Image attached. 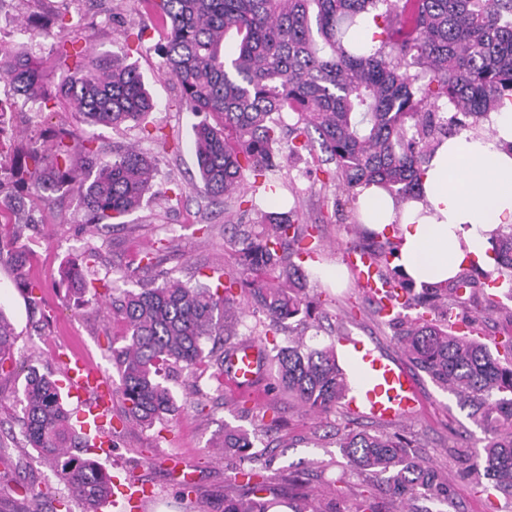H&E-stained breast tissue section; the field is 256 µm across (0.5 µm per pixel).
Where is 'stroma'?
Masks as SVG:
<instances>
[{
	"label": "stroma",
	"instance_id": "obj_1",
	"mask_svg": "<svg viewBox=\"0 0 512 512\" xmlns=\"http://www.w3.org/2000/svg\"><path fill=\"white\" fill-rule=\"evenodd\" d=\"M65 14V31L48 28L45 38L32 40L27 24L34 18ZM142 30L141 43L127 41L130 29ZM90 45L97 56L126 57L144 76L157 106L144 127L130 124L117 129L78 123L63 108L41 109L30 101L34 123H16L13 140L23 152L32 140H47L63 126L105 148L139 144L159 160V171L151 195L141 208L127 215L123 224L102 228L89 224L78 195L70 190L56 194L50 205L34 203L35 223L24 231L23 242L30 255L31 274L44 299L43 316H34L26 299L12 281L8 260L0 261V312L17 334L14 363L23 367L36 361L55 378H62V353L75 348L106 375L115 376L110 359L112 343L121 342L124 327L118 317L105 314L100 302L69 288L63 270L84 257L88 247L100 249L87 279L111 283L124 276V288L161 282L171 276L188 284L205 277L232 274L236 269L233 230L224 222L223 205L201 201L194 182L196 158L192 148L194 117L175 100L169 78L162 69L157 50L159 36L139 0H11L0 11V42L35 57H48L60 37ZM160 128L166 145L145 141L143 128ZM178 152H171V145ZM319 148L301 150L282 157L269 177L278 183L276 193L253 187L248 191L266 211L296 210L301 223L318 225L319 244L313 256H300L309 285V296L318 301L324 319L321 328H307L308 344L324 346L336 342V326L344 324L350 338L364 341L391 358L402 353L393 330L372 314L373 302L356 288L324 282L317 267L342 263L348 242L355 240L352 228L357 204L338 201L334 183L318 181L314 172L321 165ZM150 249L158 250L159 264L150 270L138 263ZM176 400L177 410L153 427L126 421L122 399L112 403L111 455L97 458L111 476L136 477L152 483L156 497L144 512H216L225 495L235 493L233 476L237 458L226 456L219 442L225 425L249 430L253 454L266 462L267 474L278 492L306 496L347 506L356 500L378 503L381 512H394V504L373 482L355 475L340 481L343 457L336 446V430L365 425L377 429L378 421L350 412L347 407L319 416L306 414L299 405L269 381L245 391L231 385L216 388L208 378H196L179 367L164 372ZM419 392L418 412L412 418L389 423L388 431L411 440L423 464L446 473L450 496L447 502H424L425 512H512V500L490 501L480 484L484 477L471 460L448 450L455 434L479 438L481 431L466 416L454 395L437 387L422 371L411 370ZM22 383L18 376H0V512H32L24 492L32 485L48 493L51 501L67 500L71 512H82L72 500L54 469L37 451L28 448L15 423L19 407L15 394ZM166 454L186 459L194 474L196 490L191 501H180L179 475L162 463ZM24 460L22 471L13 468Z\"/></svg>",
	"mask_w": 512,
	"mask_h": 512
}]
</instances>
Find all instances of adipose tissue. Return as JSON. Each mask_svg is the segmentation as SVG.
<instances>
[{"instance_id":"ef3b65f1","label":"adipose tissue","mask_w":512,"mask_h":512,"mask_svg":"<svg viewBox=\"0 0 512 512\" xmlns=\"http://www.w3.org/2000/svg\"><path fill=\"white\" fill-rule=\"evenodd\" d=\"M488 123L496 138L466 133L437 149L421 177L424 201L398 204L376 186L358 197L363 224L397 232V263L415 285L489 262L490 231L512 223V106L490 113Z\"/></svg>"}]
</instances>
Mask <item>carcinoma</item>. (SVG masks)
Listing matches in <instances>:
<instances>
[{
	"label": "carcinoma",
	"instance_id": "cac0c4a2",
	"mask_svg": "<svg viewBox=\"0 0 512 512\" xmlns=\"http://www.w3.org/2000/svg\"><path fill=\"white\" fill-rule=\"evenodd\" d=\"M163 35L160 54L175 96L200 118L193 126L198 192L224 200L227 221L244 203L250 179L266 181L283 143L296 153L319 143L325 173L354 200L371 184L400 201H420L419 178L440 144L512 102V0H140ZM373 15L378 44L367 48L354 30ZM235 37L224 53L226 36ZM52 57L67 74L55 93L43 87L46 62L0 43V79L43 104L65 105L80 122L116 128L139 124L155 103L140 72L117 57L97 59L73 40L58 42ZM455 114L450 116L445 108ZM292 117L287 124L284 115ZM317 137H312V134ZM156 158L126 145L104 151L93 139L69 131L22 155L0 147V184L25 183L47 205L66 186L77 192L92 224H111L141 207L153 187ZM25 201L0 210V255L9 245L16 286L31 309L41 311L21 244L28 224ZM261 230L238 225L241 269L220 281L189 286L178 279L124 289L112 295V312L125 323L123 344L112 347L125 413L151 427L172 412L174 399L162 367L181 365L192 374L210 372L224 385V356L235 348L239 307L232 286L246 290L277 336L293 325L320 321L318 304L305 293L306 274L291 247L311 236L292 212H263ZM380 264L390 265L397 245L362 228ZM496 273L512 285V224L492 237ZM478 268L424 285L410 305L439 312L437 319L400 313L388 319L407 360L441 389L452 393L483 432L481 446L466 449L492 480L494 491L512 499V311L505 336L490 343L476 322L456 326L461 291L474 289ZM65 279L88 291L76 264ZM221 338L217 349L205 341ZM15 332L0 313V375L12 360ZM267 366L273 384L308 414L338 408L350 392L334 346L313 347L303 336L288 345L272 342ZM16 421L27 445L51 459L56 475L84 512H100L112 490L95 461L71 453L85 447L71 422L59 380L28 368L18 396ZM345 467L371 475L400 506L446 500L448 481L419 462L413 444L398 435L336 429ZM224 452L256 462L251 434L224 426ZM247 495L224 497L220 512H346L314 501L280 495L255 466L238 471Z\"/></svg>",
	"mask_w": 512,
	"mask_h": 512
}]
</instances>
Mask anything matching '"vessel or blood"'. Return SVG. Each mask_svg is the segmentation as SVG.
Segmentation results:
<instances>
[{
  "label": "vessel or blood",
  "mask_w": 512,
  "mask_h": 512,
  "mask_svg": "<svg viewBox=\"0 0 512 512\" xmlns=\"http://www.w3.org/2000/svg\"><path fill=\"white\" fill-rule=\"evenodd\" d=\"M345 261L356 275V287L380 304L383 315H393L398 303L404 300L402 290L379 276L369 255L350 253ZM353 353L363 368L365 380L354 389L349 400L350 409L382 422L413 416L418 405L417 390L403 364L377 354L359 341L355 342ZM264 357L265 349L260 343L246 342L238 346L229 359V382L241 389L253 387L266 369ZM62 362L70 392L88 402V409L83 414L84 428L94 430L98 452H111L107 427L112 414L110 383L98 367L79 355L63 356ZM154 495L152 486L135 480L112 486L113 502L120 504L126 512H141L143 505Z\"/></svg>",
  "instance_id": "b4317fda"
}]
</instances>
